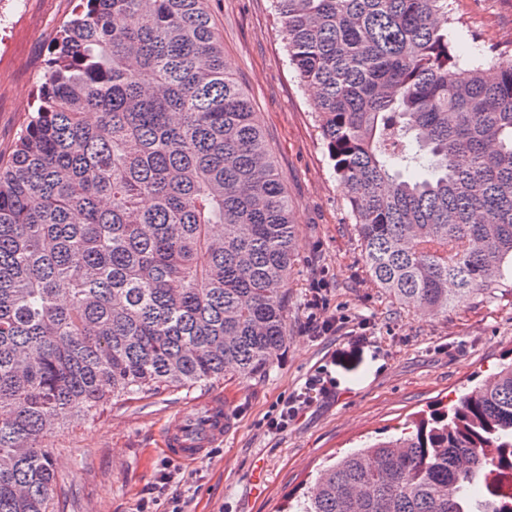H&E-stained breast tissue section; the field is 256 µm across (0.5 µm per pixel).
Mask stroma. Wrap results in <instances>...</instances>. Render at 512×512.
Masks as SVG:
<instances>
[{
    "instance_id": "35a3bbf8",
    "label": "stroma",
    "mask_w": 512,
    "mask_h": 512,
    "mask_svg": "<svg viewBox=\"0 0 512 512\" xmlns=\"http://www.w3.org/2000/svg\"><path fill=\"white\" fill-rule=\"evenodd\" d=\"M78 0H0L19 17L0 28V157L14 150L61 22ZM224 61L253 104L293 205L299 256L288 281V339L272 370L248 380L167 390L113 402L74 430L45 437L65 483L57 512H138L162 473L186 512H279L289 492L314 484L325 460L367 436H388L423 411L494 376L512 351V285L432 316L394 301L367 279L347 195L319 137L314 92L289 67L271 0H208ZM457 40L501 46L512 0H453ZM23 66H14V59ZM334 331L306 329L310 303ZM319 377L325 391L281 432L268 422ZM224 397L233 424L222 443L182 464L160 449L164 430L193 402Z\"/></svg>"
}]
</instances>
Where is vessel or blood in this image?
Instances as JSON below:
<instances>
[{"mask_svg": "<svg viewBox=\"0 0 512 512\" xmlns=\"http://www.w3.org/2000/svg\"><path fill=\"white\" fill-rule=\"evenodd\" d=\"M231 423V410L224 400L207 398L196 403L187 420L168 428L161 439L167 456L180 461L201 458L224 438Z\"/></svg>", "mask_w": 512, "mask_h": 512, "instance_id": "obj_1", "label": "vessel or blood"}]
</instances>
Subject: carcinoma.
<instances>
[{
  "label": "carcinoma",
  "instance_id": "carcinoma-1",
  "mask_svg": "<svg viewBox=\"0 0 512 512\" xmlns=\"http://www.w3.org/2000/svg\"><path fill=\"white\" fill-rule=\"evenodd\" d=\"M272 2L370 283L445 316L512 276V51L465 62L450 0ZM423 159L433 178L402 177ZM297 256L207 0H79L0 159V512H55L44 434L270 370ZM504 481L512 361L282 512H512Z\"/></svg>",
  "mask_w": 512,
  "mask_h": 512
}]
</instances>
